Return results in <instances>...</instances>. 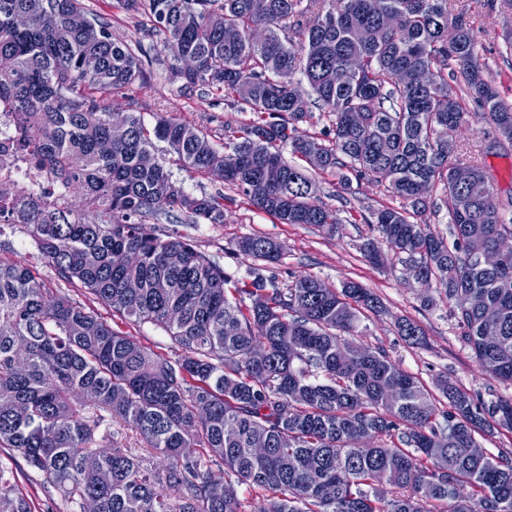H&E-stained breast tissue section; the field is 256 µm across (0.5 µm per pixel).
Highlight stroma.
Returning <instances> with one entry per match:
<instances>
[{"label": "stroma", "mask_w": 512, "mask_h": 512, "mask_svg": "<svg viewBox=\"0 0 512 512\" xmlns=\"http://www.w3.org/2000/svg\"><path fill=\"white\" fill-rule=\"evenodd\" d=\"M455 8L464 10L474 31L480 63L485 64L488 76L502 96L512 102V54H507L502 39L506 24H512V13L490 8L487 0H452ZM149 89L132 86L119 93L105 96V104L122 112H137L146 123H153L154 113H171L180 122L205 133L216 147H223L229 131L239 129L249 115L231 108L221 93L206 90L186 92L169 78L167 71L153 65L148 67ZM489 125L469 120L449 132L448 139L455 152L475 156L494 177L500 199L512 196V148L494 155H482L485 138L493 136ZM174 180L189 192L223 194L224 221L220 224H183L160 221L161 229L186 236L206 255L215 259L233 279L245 278L251 259L238 255L237 241L245 236L263 235L280 246L282 261L277 268L282 283L301 276H313L334 287L353 280L371 288L382 300L386 311L376 315L363 312L364 330L361 343L383 349L404 371L418 377L426 386H433L442 376L470 393L485 400L512 397V384L486 375L472 352L459 338V331L450 316L447 301L439 299L436 286H424L405 279L401 264L378 267L367 262L359 246L372 231L365 218L372 210L399 206L384 184L368 182L343 185L337 175L314 171L320 200L336 209L341 222L335 236L326 237L303 224H282L273 216L255 209L241 192L225 187L214 174H197L172 166ZM0 260L21 264L34 270L47 287L59 288L60 280L41 258L29 236L14 229L0 236ZM74 298L82 299L114 328L133 336L154 352L173 355L175 345L163 331L149 323H137L112 312L93 296L71 289ZM437 297L436 306L423 307V296ZM416 322L424 333V342L412 345L398 336V319ZM0 463L11 467L21 493L31 512H63L56 490L36 483L27 473L20 454L0 447Z\"/></svg>", "instance_id": "35a3bbf8"}]
</instances>
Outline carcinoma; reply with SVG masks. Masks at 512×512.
Segmentation results:
<instances>
[{
  "label": "carcinoma",
  "mask_w": 512,
  "mask_h": 512,
  "mask_svg": "<svg viewBox=\"0 0 512 512\" xmlns=\"http://www.w3.org/2000/svg\"><path fill=\"white\" fill-rule=\"evenodd\" d=\"M119 2L161 44L147 62L185 91L232 96L251 118L221 151L169 115L148 127L111 111L102 95L146 84L147 48L115 40L81 0H0V108L15 114L16 152L62 199L26 203L20 228L60 280L177 346L155 353L30 268L0 261V447L55 488L66 512H245L242 485L265 493L263 512H512V458L473 453L485 428L512 433V398L486 402L443 379L439 409L417 377L355 340L380 298L312 276L280 287L269 237L237 242L257 261L240 281L192 240L145 225L162 214L224 223V195L187 192L155 155L158 142L187 171L224 169L225 184L280 223L329 236L342 220L283 149L302 161L320 154L319 170L345 184L351 173L386 182L404 206L377 210L370 225L407 276L434 280L455 304L482 370L512 383V288L497 287L512 277V253L496 267L478 262L512 236V218L489 173L439 142L470 117L448 96L454 65L475 116L512 142V104L485 77L464 13L449 0ZM74 13L88 23L74 26ZM313 105L334 117L326 144L296 135ZM461 164L472 171L463 184L452 177ZM439 186L451 244L425 218ZM360 252L385 263L371 238ZM219 278L228 288H211ZM397 330L423 342L409 319ZM116 417L148 447H118ZM0 512H31L1 463Z\"/></svg>",
  "instance_id": "cac0c4a2"
}]
</instances>
